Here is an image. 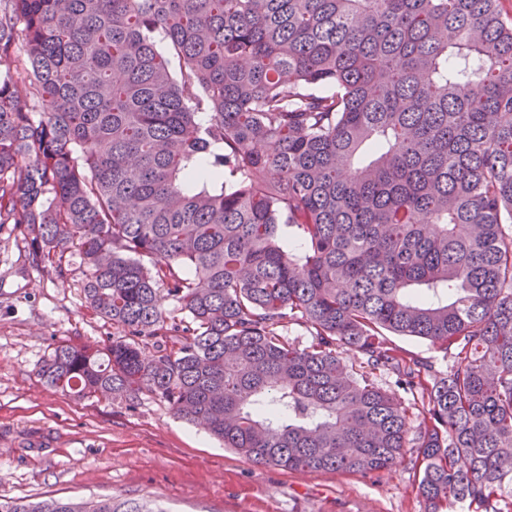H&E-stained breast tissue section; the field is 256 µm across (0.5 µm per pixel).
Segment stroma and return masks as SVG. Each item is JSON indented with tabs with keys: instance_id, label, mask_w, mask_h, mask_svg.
I'll return each instance as SVG.
<instances>
[{
	"instance_id": "obj_1",
	"label": "stroma",
	"mask_w": 512,
	"mask_h": 512,
	"mask_svg": "<svg viewBox=\"0 0 512 512\" xmlns=\"http://www.w3.org/2000/svg\"><path fill=\"white\" fill-rule=\"evenodd\" d=\"M83 275L36 266L0 231V497L159 501L169 512H425L411 454L368 475L253 464L161 398L81 399L43 384L55 344L117 330L84 301Z\"/></svg>"
}]
</instances>
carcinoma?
<instances>
[{
  "instance_id": "carcinoma-1",
  "label": "carcinoma",
  "mask_w": 512,
  "mask_h": 512,
  "mask_svg": "<svg viewBox=\"0 0 512 512\" xmlns=\"http://www.w3.org/2000/svg\"><path fill=\"white\" fill-rule=\"evenodd\" d=\"M499 2L0 0V226L59 277L78 265L119 330L57 343L43 382L131 407L147 391L284 471L367 475L411 448L427 512H512ZM298 322L307 346L288 338ZM389 333L429 341L448 372ZM338 347L417 395L414 438ZM0 512L166 510L51 497Z\"/></svg>"
}]
</instances>
